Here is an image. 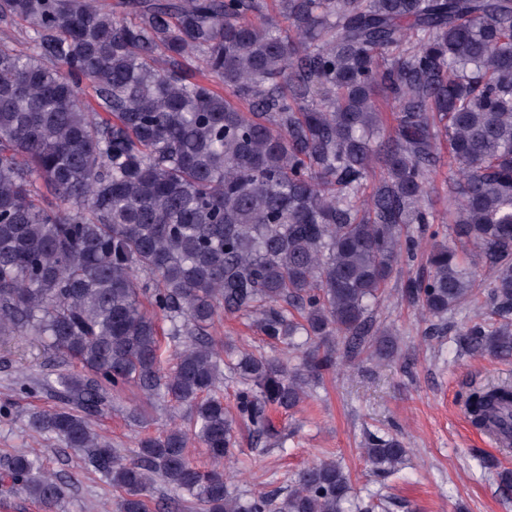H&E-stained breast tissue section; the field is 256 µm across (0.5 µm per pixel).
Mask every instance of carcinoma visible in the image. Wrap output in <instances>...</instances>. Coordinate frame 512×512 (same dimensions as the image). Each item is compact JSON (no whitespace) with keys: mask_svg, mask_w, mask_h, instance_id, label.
<instances>
[{"mask_svg":"<svg viewBox=\"0 0 512 512\" xmlns=\"http://www.w3.org/2000/svg\"><path fill=\"white\" fill-rule=\"evenodd\" d=\"M0 0L28 48L0 38V346L29 338L79 374L36 433L80 452L118 512H151L157 483L194 512H350L333 458L285 496L224 479L236 419L273 436L269 410L352 359L394 354L374 307L402 257L432 240L405 293L431 320L485 300L454 336L466 354L512 359V0ZM201 62L207 78L187 70ZM395 105L393 132L377 104ZM448 146L446 225L426 204ZM241 313L293 367L224 356L209 337ZM168 322L163 349L158 319ZM239 384L224 407V372ZM134 384L186 406L190 429L147 434L127 459L98 434L108 391ZM473 427L512 442V384L472 386ZM212 466L196 464L190 441ZM408 449L370 435L393 471ZM498 487L512 470L489 460ZM0 483L43 512L68 487L17 451Z\"/></svg>","mask_w":512,"mask_h":512,"instance_id":"1","label":"carcinoma"}]
</instances>
